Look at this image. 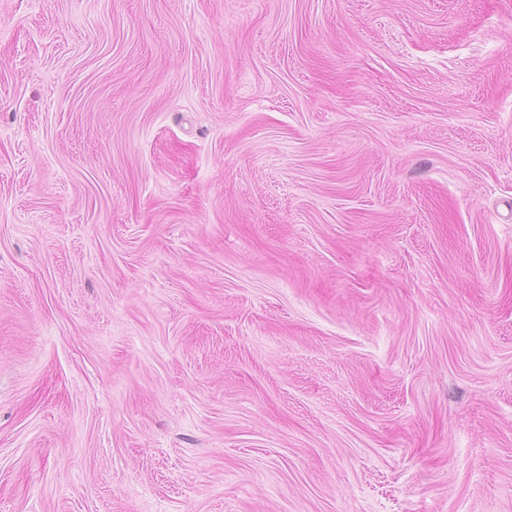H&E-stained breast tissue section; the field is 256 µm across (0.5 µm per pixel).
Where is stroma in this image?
I'll use <instances>...</instances> for the list:
<instances>
[{"label": "stroma", "instance_id": "1", "mask_svg": "<svg viewBox=\"0 0 512 512\" xmlns=\"http://www.w3.org/2000/svg\"><path fill=\"white\" fill-rule=\"evenodd\" d=\"M0 512H512V0H0Z\"/></svg>", "mask_w": 512, "mask_h": 512}]
</instances>
